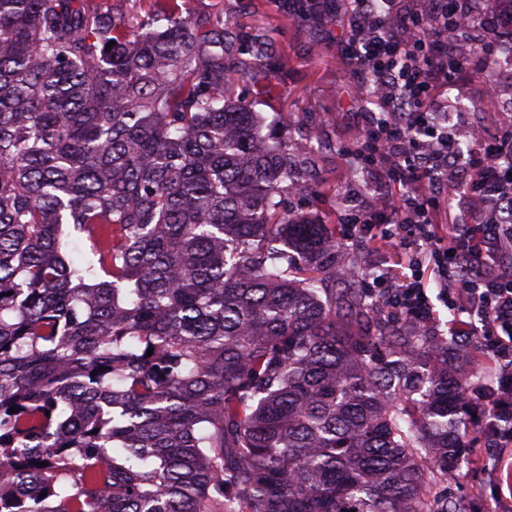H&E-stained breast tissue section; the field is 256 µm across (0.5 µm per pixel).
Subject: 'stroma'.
Segmentation results:
<instances>
[{"mask_svg": "<svg viewBox=\"0 0 512 512\" xmlns=\"http://www.w3.org/2000/svg\"><path fill=\"white\" fill-rule=\"evenodd\" d=\"M186 14L218 16L225 27H234L245 13L255 11L262 16L273 47L285 65L278 71L254 67L247 84L255 91V109L262 116L268 131L293 135L321 145L317 160L321 171L318 188L320 199L309 200L308 209L326 221L336 217V193L350 183L370 188L380 183L375 174L356 172V163L344 152L361 125L363 106L355 102L356 79L341 45V32L334 24L311 26L286 14L283 0H178ZM450 120L456 128L486 120L504 125L512 122V114L495 110L483 114L481 81L473 73H464L450 91ZM358 257L355 274H347L344 266L329 269L328 286L354 288L368 275H380L394 269L402 255L394 244L382 240L380 229H373L367 240L351 246ZM487 477L480 465L463 462L461 474L450 475L438 482V493L447 495L459 505L461 512H486L487 500L479 493Z\"/></svg>", "mask_w": 512, "mask_h": 512, "instance_id": "stroma-1", "label": "stroma"}]
</instances>
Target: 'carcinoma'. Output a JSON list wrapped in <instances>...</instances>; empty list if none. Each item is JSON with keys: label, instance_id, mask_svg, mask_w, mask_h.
Listing matches in <instances>:
<instances>
[{"label": "carcinoma", "instance_id": "obj_1", "mask_svg": "<svg viewBox=\"0 0 512 512\" xmlns=\"http://www.w3.org/2000/svg\"><path fill=\"white\" fill-rule=\"evenodd\" d=\"M152 3L131 32L0 0V504L454 512L431 486L470 448L462 360L323 288L344 248L289 199L318 151L264 133L226 64L282 66L262 25Z\"/></svg>", "mask_w": 512, "mask_h": 512}]
</instances>
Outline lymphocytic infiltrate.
Wrapping results in <instances>:
<instances>
[{
  "label": "lymphocytic infiltrate",
  "mask_w": 512,
  "mask_h": 512,
  "mask_svg": "<svg viewBox=\"0 0 512 512\" xmlns=\"http://www.w3.org/2000/svg\"><path fill=\"white\" fill-rule=\"evenodd\" d=\"M343 53L373 88L369 119L347 153L382 174V188L352 191L338 214L342 243L385 224L397 246H418L410 273H386L381 307L421 325L436 320V286L457 313L449 333L476 340L490 374L468 394L485 418L478 457L491 480L492 512H512V125L483 129L468 153L448 125V91L467 70L489 72L503 44L470 34L462 0H340ZM463 187L466 216L441 229V185ZM434 265V279L419 272Z\"/></svg>",
  "instance_id": "f902f5d3"
}]
</instances>
